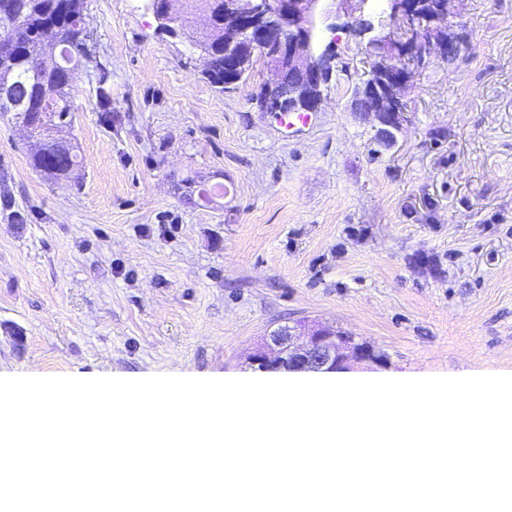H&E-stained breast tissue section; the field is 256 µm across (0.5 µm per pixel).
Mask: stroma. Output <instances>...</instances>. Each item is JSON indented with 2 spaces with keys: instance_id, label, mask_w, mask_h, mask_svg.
<instances>
[{
  "instance_id": "1",
  "label": "stroma",
  "mask_w": 512,
  "mask_h": 512,
  "mask_svg": "<svg viewBox=\"0 0 512 512\" xmlns=\"http://www.w3.org/2000/svg\"><path fill=\"white\" fill-rule=\"evenodd\" d=\"M327 10L336 67L286 128L263 60L231 91L203 78V11L172 37L148 0H85L78 177L33 170L0 115V375L253 374L290 322L371 344L349 375L512 373V0H452L467 44L404 89L389 149L351 109L370 59ZM197 183L225 192L201 206Z\"/></svg>"
}]
</instances>
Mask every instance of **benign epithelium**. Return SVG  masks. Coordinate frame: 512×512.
I'll return each mask as SVG.
<instances>
[{
	"instance_id": "7a95c632",
	"label": "benign epithelium",
	"mask_w": 512,
	"mask_h": 512,
	"mask_svg": "<svg viewBox=\"0 0 512 512\" xmlns=\"http://www.w3.org/2000/svg\"><path fill=\"white\" fill-rule=\"evenodd\" d=\"M325 0H224V71H236L237 85L245 63L229 52L231 45L264 59L273 81L259 92L263 111L284 107L290 112H313L323 97L336 64L330 48H318L313 39ZM347 16L343 29L366 40L372 64L369 74L353 92L352 108L378 123L379 143L392 146L405 116L400 89L429 61L436 33L441 57L450 59L464 49L451 35L460 22L449 19L448 0H434L431 18L424 21V0H385L379 22L365 18L368 0H337ZM161 28L171 35L185 31L181 4L149 0ZM350 359L377 360L373 348L348 332L328 327L281 326L271 332L253 357L265 369L334 371Z\"/></svg>"
}]
</instances>
